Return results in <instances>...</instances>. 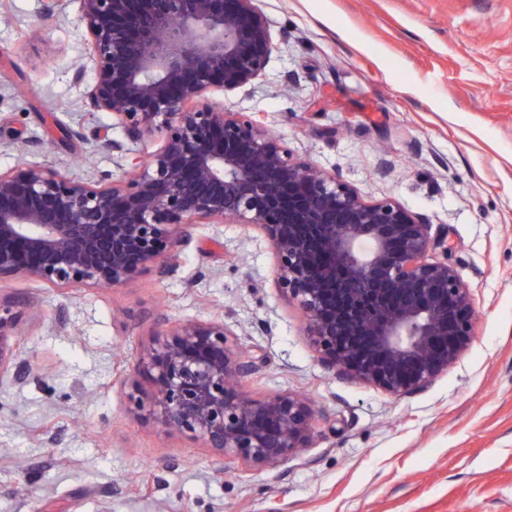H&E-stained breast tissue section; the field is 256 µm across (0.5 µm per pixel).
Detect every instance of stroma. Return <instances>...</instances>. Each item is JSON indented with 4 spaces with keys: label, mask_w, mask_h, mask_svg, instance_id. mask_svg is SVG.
Segmentation results:
<instances>
[{
    "label": "stroma",
    "mask_w": 512,
    "mask_h": 512,
    "mask_svg": "<svg viewBox=\"0 0 512 512\" xmlns=\"http://www.w3.org/2000/svg\"><path fill=\"white\" fill-rule=\"evenodd\" d=\"M278 39L264 76L213 102L255 112L294 157L366 200L393 198L447 236L472 290L475 336L429 389L394 398L333 375L273 252L247 224H197L173 273L61 292L0 281L23 382L0 377V512H512V0H258ZM0 0V171L21 162L80 182L130 159L74 79L92 47L76 0ZM223 320L257 358L240 394L306 396L310 448L271 467L217 456L132 397L160 336Z\"/></svg>",
    "instance_id": "stroma-1"
}]
</instances>
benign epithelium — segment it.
I'll use <instances>...</instances> for the list:
<instances>
[{
    "label": "benign epithelium",
    "mask_w": 512,
    "mask_h": 512,
    "mask_svg": "<svg viewBox=\"0 0 512 512\" xmlns=\"http://www.w3.org/2000/svg\"><path fill=\"white\" fill-rule=\"evenodd\" d=\"M94 48L84 104L107 112L126 141L162 145L127 179L74 181L17 164L0 172V280L54 288L135 283L192 224L232 218L259 228L281 293L297 302L322 364L394 397L429 388L474 338L471 288L446 261V237L394 199L369 202L350 184L289 153L250 112L208 101L259 80L276 49L256 0H77ZM16 318L0 315V376L20 381ZM222 320L180 325L143 357L149 411L225 457L254 465L309 447L315 417L297 394L246 399L255 357L232 348Z\"/></svg>",
    "instance_id": "7a95c632"
}]
</instances>
